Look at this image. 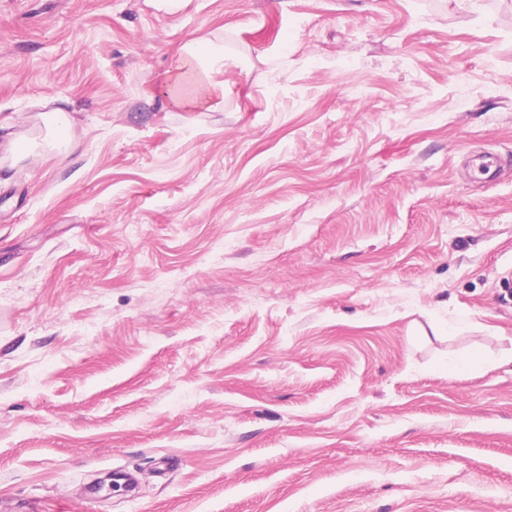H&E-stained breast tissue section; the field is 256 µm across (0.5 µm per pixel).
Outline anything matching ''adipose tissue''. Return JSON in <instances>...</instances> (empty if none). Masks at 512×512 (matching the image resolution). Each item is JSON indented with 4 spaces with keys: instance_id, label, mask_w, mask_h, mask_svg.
<instances>
[{
    "instance_id": "1",
    "label": "adipose tissue",
    "mask_w": 512,
    "mask_h": 512,
    "mask_svg": "<svg viewBox=\"0 0 512 512\" xmlns=\"http://www.w3.org/2000/svg\"><path fill=\"white\" fill-rule=\"evenodd\" d=\"M223 63V45L209 40L190 41L157 78L155 87L169 108L184 111L223 108L224 85L211 76L212 70Z\"/></svg>"
}]
</instances>
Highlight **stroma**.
Masks as SVG:
<instances>
[{
    "instance_id": "1",
    "label": "stroma",
    "mask_w": 512,
    "mask_h": 512,
    "mask_svg": "<svg viewBox=\"0 0 512 512\" xmlns=\"http://www.w3.org/2000/svg\"><path fill=\"white\" fill-rule=\"evenodd\" d=\"M0 127V512H512V0H0ZM224 66V47L213 41L186 44L155 87L166 107L184 110H217L224 107V82L214 81L211 71Z\"/></svg>"
}]
</instances>
